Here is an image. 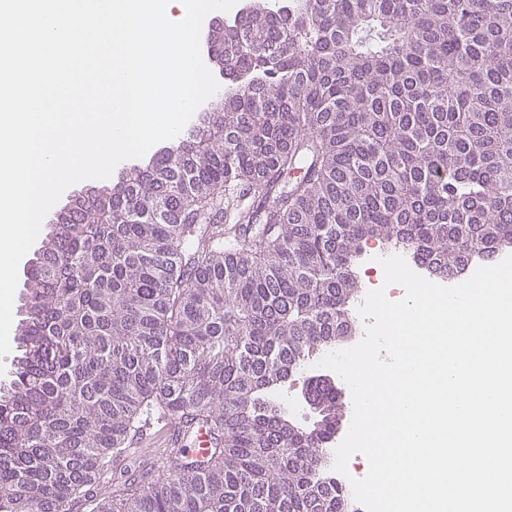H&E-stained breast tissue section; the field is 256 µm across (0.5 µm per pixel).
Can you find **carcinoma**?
Returning a JSON list of instances; mask_svg holds the SVG:
<instances>
[{"mask_svg": "<svg viewBox=\"0 0 512 512\" xmlns=\"http://www.w3.org/2000/svg\"><path fill=\"white\" fill-rule=\"evenodd\" d=\"M204 125L56 215L0 384V512H349L324 466L343 404L275 394L352 335L365 244L434 277L512 246V0H290L214 40ZM253 202H235V191ZM202 462L94 496L149 412Z\"/></svg>", "mask_w": 512, "mask_h": 512, "instance_id": "obj_1", "label": "carcinoma"}]
</instances>
